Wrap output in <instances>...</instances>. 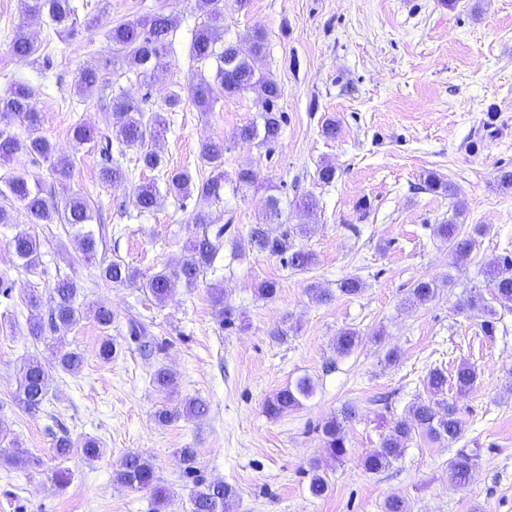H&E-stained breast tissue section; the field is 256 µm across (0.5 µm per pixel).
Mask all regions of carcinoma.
I'll return each mask as SVG.
<instances>
[{"instance_id":"carcinoma-1","label":"carcinoma","mask_w":512,"mask_h":512,"mask_svg":"<svg viewBox=\"0 0 512 512\" xmlns=\"http://www.w3.org/2000/svg\"><path fill=\"white\" fill-rule=\"evenodd\" d=\"M197 7L204 21L196 31L190 45L192 57L200 64L195 80L187 86L179 87L170 93L168 106L175 110L182 103V94L191 98L200 112H210L219 97L255 91L261 99V125L250 124L240 131V140L272 144L280 136L282 125L286 121L280 111L278 101L281 89L269 75L259 73L252 60L265 52V38L257 32L245 44L222 42L219 20L224 12L223 0H197ZM21 11L28 16H46L59 34H70L77 25V18L70 0H21ZM176 28V17L158 12L146 20L122 22L109 32L112 42V59L105 60L104 66L123 62L133 67L137 74L146 77L155 70L166 66V52L170 45L169 37ZM9 51L18 57H29L36 53L37 47L23 26H18L11 39ZM100 68L87 67L79 72L75 83L81 95L93 93L99 86ZM36 91L24 82L12 84L0 94V159L11 161L24 155L31 159H47L54 153L53 144L37 134L39 117L34 106ZM25 123L28 135L20 137L11 132L16 123ZM166 125L165 117L155 112L145 115L141 103L125 94L112 97L109 117L104 130L94 132L86 125L77 122L71 128L73 140L80 146L88 145L102 156L100 178L103 182L114 184L126 179V173L120 162L112 158V141L122 147H134L137 150L136 161L143 168L155 170L162 165L160 155L147 143L155 138ZM224 142L211 141L202 147L200 160L203 166L211 169V176L194 181L192 175L182 169L173 168L165 173V185L169 194L187 199L193 194L203 197L219 198L224 189ZM0 196L20 203L24 215L31 224H66L75 230V239L82 256L92 258L97 252V242L91 232L83 231L86 224L92 223L93 212L89 200L81 192H73L62 203L51 201L46 196L40 178L24 170L0 179ZM161 201L160 191L152 184L140 187L133 197L137 210L146 212L157 208ZM191 223L204 227L200 234L188 239L187 250L190 258L175 268L164 267L145 282V288L158 303H163L171 293L179 288H190L196 284L201 274L214 265L221 249L224 227L209 233V216L197 212L192 215ZM434 234L448 242L454 264L466 265L477 246L478 238L485 234L482 225L473 227L471 233L463 235L458 224H438ZM248 244L261 251L273 254H288V264L305 270L314 262V254L303 249L294 250L284 238H272L263 229L251 230ZM15 255L29 267L38 261L41 241L38 237L20 233L10 242ZM487 277L494 290V296L500 302L512 303V256L501 257L488 265ZM138 274L130 267L119 262H110L98 267L99 280L108 286H123L136 281ZM77 283L68 277L60 278L54 285L48 303V316H43L42 298L38 295L28 297L31 313L28 318V332L35 338H41L46 329L54 331L68 328L81 320L84 311L76 305ZM437 287L430 281H419L410 289L408 301L414 305H423L435 298ZM213 303L219 306L221 322H233V309L224 305V289L215 285L211 289ZM127 333L131 340L148 344L160 350L163 344L150 336L148 325L138 317L128 320ZM362 342L357 331L346 329L336 337V350L340 354H349ZM58 365L70 374L79 373L84 365V356L77 350L59 351ZM476 372L470 366L462 364L454 375V386L460 392L474 388ZM152 382L171 393L176 392V376L165 368L155 370ZM430 399L412 403L407 416L393 421L388 433L379 446L369 452L362 461L365 471L379 473L389 468L406 449L413 438L426 437L434 442L451 444L457 441L463 432L464 422L458 416L454 403L448 399V373L436 368L425 379ZM47 374L44 366L36 357L27 359L20 368L19 392L26 410L37 412L46 396ZM315 395V384L307 376L277 392L264 403L265 413L277 417L287 411L296 410ZM206 404L198 399L188 398L183 406L165 409L159 413V420L168 423L182 415L199 418L205 415ZM356 416L355 408L347 406L341 416H333L320 426L324 448L334 460L347 453L344 424ZM181 461L185 465L183 476L192 479V512H230L238 498L235 487L222 481H206L197 476L195 467L196 450L179 449ZM475 465L474 454L460 451L448 463L451 480L464 487L470 480ZM114 480L132 489L149 488L152 490L156 510L164 508L169 499L168 489L156 482L152 464L138 454H128L114 471ZM309 491L315 497H323L329 491L328 482L314 466L310 472Z\"/></svg>"}]
</instances>
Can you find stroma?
I'll return each instance as SVG.
<instances>
[{
    "instance_id": "1",
    "label": "stroma",
    "mask_w": 512,
    "mask_h": 512,
    "mask_svg": "<svg viewBox=\"0 0 512 512\" xmlns=\"http://www.w3.org/2000/svg\"><path fill=\"white\" fill-rule=\"evenodd\" d=\"M78 16L72 35L60 39L41 19H23L20 0H0V93L16 81L33 86L39 132L55 146L53 159L37 168L47 196L62 200L79 190L94 209L91 229L96 261L79 259L73 232L58 224L19 220L0 224V273L13 284L0 298V512H154L149 492L115 482L113 473L130 453L150 461L170 491L165 512H191L192 483L177 451L193 448L207 480L235 486V512H383L385 500L404 498L410 512H512V304H498L484 274L496 257L512 255V190L498 184L512 169V0H224V41L244 42L262 30L266 50L256 71L277 81L278 105L287 121L278 142L243 143L242 126L260 120L254 92L219 98L201 113L190 100L169 111L171 90L197 71L190 43L203 16L196 0H71ZM178 19L170 36L167 66L151 78L125 67L103 68L112 55L108 34L121 21L157 11ZM25 26L38 47L19 58L8 42ZM102 66L101 85L90 95L75 88L80 70ZM141 99L145 112H161L167 130L156 140L162 170H145L136 151L123 149L120 184L99 177L100 158L76 146L75 123L101 127L113 95ZM337 126L326 137L327 120ZM223 141L224 188L219 200L165 197L150 212H138L140 186L163 185V169L183 168L203 178L204 143ZM70 163L66 176L58 160ZM332 165V183L318 170ZM253 171L247 189L235 186L239 168ZM435 174L453 192L426 190ZM314 197L305 211L296 202ZM280 201L279 220L268 224L278 237L299 224L295 248L314 253L300 271L282 256L250 248L248 234L262 223L269 197ZM466 208L456 217L455 204ZM209 213L224 229L213 269L194 287L177 288L157 303L142 284L109 287L97 280L99 262L116 261L152 274L188 259L185 242L196 228L192 214ZM460 221L464 231L487 228L464 267L452 263L447 243L432 227ZM21 232L39 237L37 266L29 268L9 249ZM77 282L81 308L104 305L114 321L101 329L92 316L33 340L27 332V296H49L57 279ZM348 277L361 279V293L339 290ZM420 280L434 281L436 298L412 307L407 297ZM278 285L275 298L258 295L260 282ZM224 289L234 324L221 323L213 285ZM495 308L494 335H485L481 311L463 308L470 290ZM164 340L163 350L142 355L126 333L129 316ZM346 329L362 336L347 355L336 350ZM111 338V359L99 346ZM84 355L80 373L60 369L54 350ZM397 353L388 361V353ZM48 373L41 409L26 412L18 398V373L30 356ZM470 363L474 389L455 396L464 422L461 438L442 445L408 442L393 464L366 472L362 458L377 448L392 421L427 399L424 379L433 368L454 372ZM178 379L177 394L152 383L156 368ZM309 376L315 396L294 411L272 418L265 400L288 382ZM199 398L209 411L199 419L160 423L157 415L177 399ZM356 417L346 426L348 452L330 459L318 430L345 406ZM71 439L67 456L55 452ZM94 439L104 453L87 462L81 442ZM35 465H13V442ZM478 449L466 487L448 478V463L460 450ZM319 464L330 485L321 498L309 492V469Z\"/></svg>"
}]
</instances>
